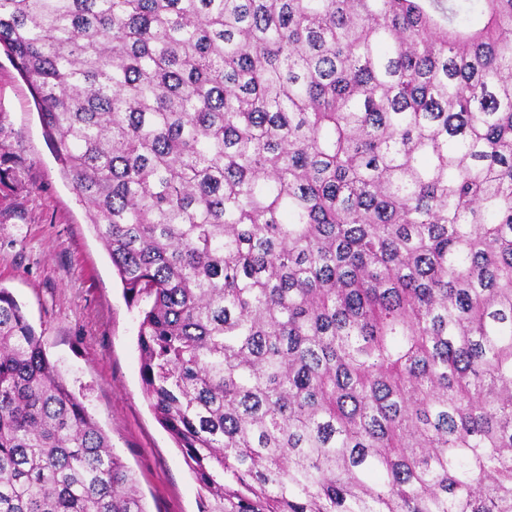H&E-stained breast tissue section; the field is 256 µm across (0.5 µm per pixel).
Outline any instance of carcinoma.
Segmentation results:
<instances>
[{
  "mask_svg": "<svg viewBox=\"0 0 512 512\" xmlns=\"http://www.w3.org/2000/svg\"><path fill=\"white\" fill-rule=\"evenodd\" d=\"M0 49L200 512H512V0H0ZM0 512H147L4 288Z\"/></svg>",
  "mask_w": 512,
  "mask_h": 512,
  "instance_id": "obj_1",
  "label": "carcinoma"
}]
</instances>
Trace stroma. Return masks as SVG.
<instances>
[{
	"label": "stroma",
	"mask_w": 512,
	"mask_h": 512,
	"mask_svg": "<svg viewBox=\"0 0 512 512\" xmlns=\"http://www.w3.org/2000/svg\"><path fill=\"white\" fill-rule=\"evenodd\" d=\"M0 288L131 470L147 512H199V486L143 394L138 309L59 172L28 83L2 52Z\"/></svg>",
	"instance_id": "35a3bbf8"
}]
</instances>
